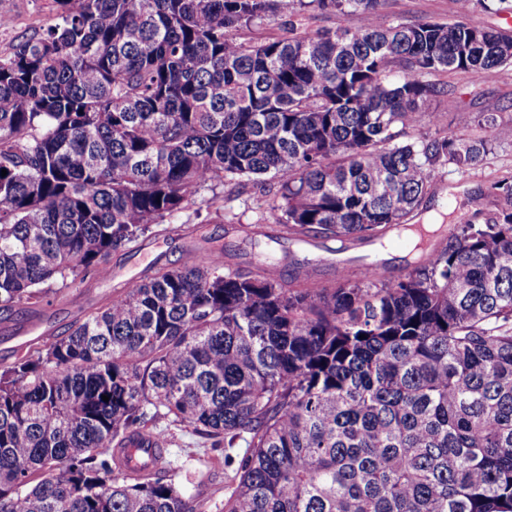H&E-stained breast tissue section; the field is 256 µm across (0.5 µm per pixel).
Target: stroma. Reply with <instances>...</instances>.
<instances>
[{"instance_id": "obj_1", "label": "stroma", "mask_w": 512, "mask_h": 512, "mask_svg": "<svg viewBox=\"0 0 512 512\" xmlns=\"http://www.w3.org/2000/svg\"><path fill=\"white\" fill-rule=\"evenodd\" d=\"M384 12L392 19L416 22L451 21L449 0H385ZM0 15L10 20L0 27V55H8L23 38L43 32L59 20L56 0H0ZM436 82L447 84L446 94L432 100L429 111L440 115V125L421 122L410 129L409 137H442L455 130L457 124L479 112H494L505 121H512V67L498 72L493 79L477 82L462 75L439 74ZM512 171V143L495 148L484 162L462 172L454 166L438 167L437 179L425 199L431 215L451 216L457 224H481L494 216L497 201L488 187L497 176ZM271 195L260 185L245 180L236 186L223 210L196 202L175 218L167 231L153 234L140 241L130 251L112 255V273L108 279H89L65 290L53 298L51 304L31 310L23 308L10 315L0 316V364L13 361L14 353L30 340L38 337L60 336L80 319L85 311L105 304L117 288L131 278L140 276L157 261L180 263L189 251H205L229 245L237 251L234 263L249 266L254 257L249 247L243 246L236 230L254 226L277 236L276 257H283L287 249H295L299 257H306L319 267V276L328 281L336 274V253L327 249L322 240L309 244L292 245L286 230L278 224L270 210ZM171 453L184 465L183 487L203 503V512H222L224 508V454L209 453L206 475H199L194 460L205 453L197 438L178 433Z\"/></svg>"}]
</instances>
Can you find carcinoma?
<instances>
[{"label":"carcinoma","instance_id":"obj_1","mask_svg":"<svg viewBox=\"0 0 512 512\" xmlns=\"http://www.w3.org/2000/svg\"><path fill=\"white\" fill-rule=\"evenodd\" d=\"M382 2L57 0L60 23L0 56L3 313L108 278L244 178L273 182L296 243L419 235L401 279L367 256L322 282L291 251L286 280L194 253L32 340L0 367V512H197L183 466L131 465L177 430L224 449V512H512V174L483 224L436 243L410 223L439 164L476 168L512 123L402 139L441 121L427 76L511 66L512 31L460 20L472 0L452 23ZM310 12L368 22L311 32Z\"/></svg>","mask_w":512,"mask_h":512}]
</instances>
